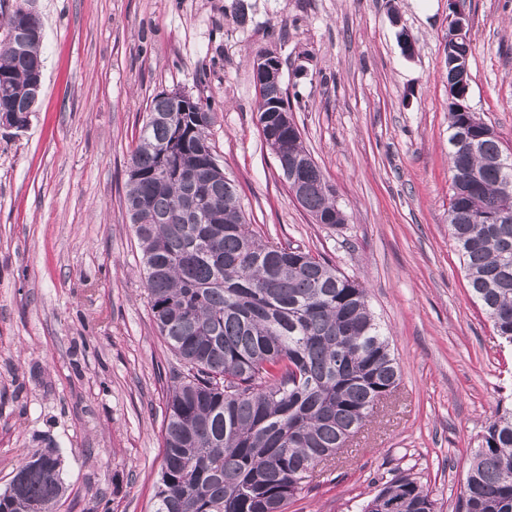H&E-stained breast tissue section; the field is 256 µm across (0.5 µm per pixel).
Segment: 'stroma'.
I'll use <instances>...</instances> for the list:
<instances>
[{
    "mask_svg": "<svg viewBox=\"0 0 512 512\" xmlns=\"http://www.w3.org/2000/svg\"><path fill=\"white\" fill-rule=\"evenodd\" d=\"M44 28L29 125L0 126V491L63 453L54 512H153L175 358L123 204L157 93L208 101L245 217L362 282L401 371L387 428L288 512H361L406 475L455 512L487 419L512 408V345L448 230V0H33ZM469 104L512 152V0H468ZM407 32L412 52L399 38ZM282 62L292 115L346 224L313 223L258 125L253 62Z\"/></svg>",
    "mask_w": 512,
    "mask_h": 512,
    "instance_id": "35a3bbf8",
    "label": "stroma"
}]
</instances>
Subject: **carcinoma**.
<instances>
[{
    "mask_svg": "<svg viewBox=\"0 0 512 512\" xmlns=\"http://www.w3.org/2000/svg\"><path fill=\"white\" fill-rule=\"evenodd\" d=\"M18 51H0V111L28 126L30 86L43 71V24L24 6L7 18ZM448 227L468 285L496 336L512 343V217L498 204L512 191V161L493 127L464 96L471 70L450 54ZM175 102L156 94L128 167L124 204L142 253L147 304L184 371L167 402L164 461L155 512H287L312 479L316 461L336 456L397 390L400 372L367 302L366 288L322 256L265 240L251 228L237 186L211 167L208 103L196 99L175 122L152 120ZM288 119L264 137L282 175L306 152ZM478 136L474 151L457 147ZM301 207L314 223L347 222L320 167L299 171ZM63 457L29 453L0 493V512H52L63 493ZM362 512H436L427 490L396 476ZM457 512H512V410L483 429Z\"/></svg>",
    "mask_w": 512,
    "mask_h": 512,
    "instance_id": "obj_1",
    "label": "carcinoma"
}]
</instances>
